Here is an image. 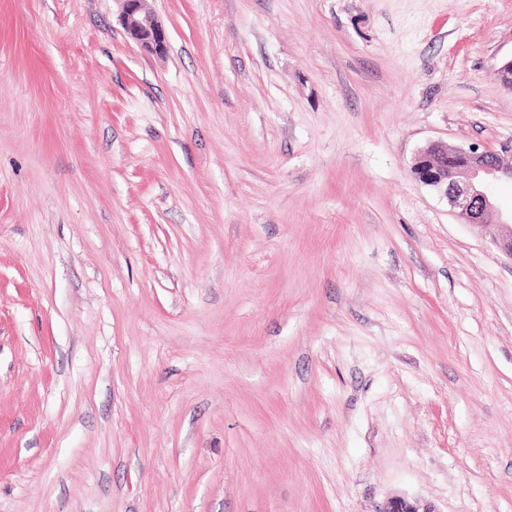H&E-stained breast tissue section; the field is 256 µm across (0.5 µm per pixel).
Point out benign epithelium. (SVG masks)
<instances>
[{"label":"benign epithelium","mask_w":512,"mask_h":512,"mask_svg":"<svg viewBox=\"0 0 512 512\" xmlns=\"http://www.w3.org/2000/svg\"><path fill=\"white\" fill-rule=\"evenodd\" d=\"M119 22L127 37L141 51L161 57L167 35L161 22L145 7V0H120ZM494 77L512 91V59L492 67ZM412 169L421 183L443 194L453 214L474 227H500L496 245L512 258V217L503 215L485 190L489 180L512 182V163L501 154L476 146L450 148L435 141L416 154ZM377 512H434L431 507L400 495L389 497Z\"/></svg>","instance_id":"7a95c632"}]
</instances>
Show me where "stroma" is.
<instances>
[{"mask_svg":"<svg viewBox=\"0 0 512 512\" xmlns=\"http://www.w3.org/2000/svg\"><path fill=\"white\" fill-rule=\"evenodd\" d=\"M0 0V512H512V0ZM119 22L127 37L144 53L162 57L167 35L161 22L145 7V0H120ZM412 169L421 183L447 198L458 219L474 227L499 226L496 245L512 258V213L504 216L485 190L488 180L512 182V163L496 151L435 141L416 154ZM376 512H436L430 506L421 505L400 495L389 497Z\"/></svg>","mask_w":512,"mask_h":512,"instance_id":"35a3bbf8","label":"stroma"}]
</instances>
